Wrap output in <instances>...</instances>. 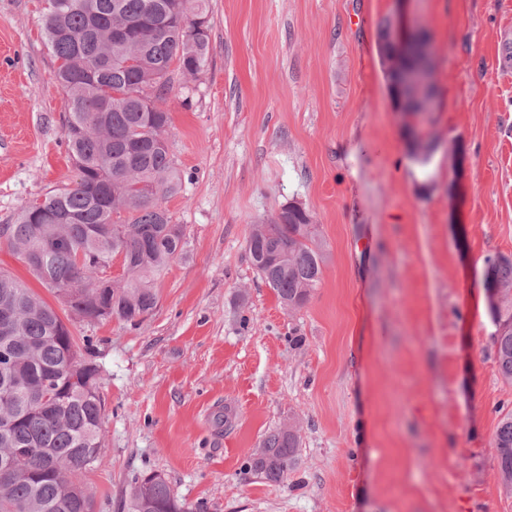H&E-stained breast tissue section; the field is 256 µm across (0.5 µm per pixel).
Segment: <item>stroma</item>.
Returning a JSON list of instances; mask_svg holds the SVG:
<instances>
[{
  "label": "stroma",
  "mask_w": 512,
  "mask_h": 512,
  "mask_svg": "<svg viewBox=\"0 0 512 512\" xmlns=\"http://www.w3.org/2000/svg\"><path fill=\"white\" fill-rule=\"evenodd\" d=\"M207 4L206 65L164 103L188 252L141 325L69 324L103 375L94 512H127L150 471L205 512H512L493 445L512 385L466 303L485 257H512V0ZM45 7L0 0V225L75 178ZM413 23L436 52L425 169L380 54ZM292 200L325 257L294 312L246 254ZM291 421L286 478L248 473Z\"/></svg>",
  "instance_id": "35a3bbf8"
}]
</instances>
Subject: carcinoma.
Here are the masks:
<instances>
[{"label": "carcinoma", "instance_id": "obj_1", "mask_svg": "<svg viewBox=\"0 0 512 512\" xmlns=\"http://www.w3.org/2000/svg\"><path fill=\"white\" fill-rule=\"evenodd\" d=\"M44 30L66 94L65 141L76 179L26 206L6 225V242L70 317L109 318L131 325L157 308V280L187 246L163 201L182 191L183 174L166 134L171 122L161 102L177 75L194 77L207 60L209 39L193 32L209 18L196 0H46ZM393 44L385 32L382 63L403 110L417 108L414 93L398 86L388 66ZM151 93L157 107L143 95ZM414 155L429 163L431 147L413 132ZM307 209L288 204L252 225L248 258L292 312L322 281L324 256ZM121 261L112 289L96 288L99 257ZM485 283L496 290L492 342L500 378L512 384V258H485ZM0 457L14 456L0 473V512H93L81 480L103 447L104 402L97 364L86 365L59 313L25 283L0 271ZM493 444L503 487L512 493V411L498 410ZM298 426L265 436L249 471L278 483L295 461ZM128 512H201L179 500L166 477L141 476Z\"/></svg>", "mask_w": 512, "mask_h": 512}]
</instances>
